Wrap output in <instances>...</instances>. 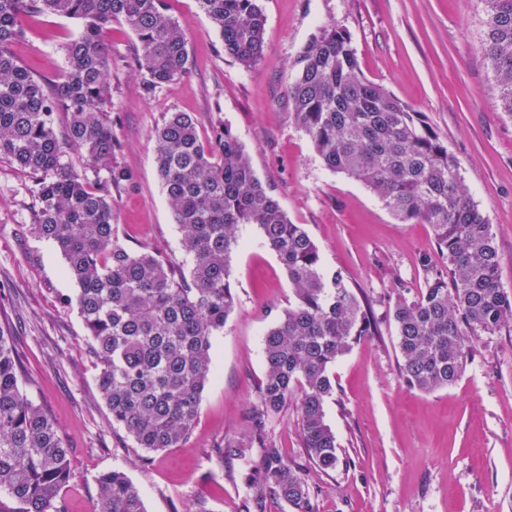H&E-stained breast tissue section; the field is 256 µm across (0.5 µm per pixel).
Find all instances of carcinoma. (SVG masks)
<instances>
[{
	"label": "carcinoma",
	"instance_id": "1",
	"mask_svg": "<svg viewBox=\"0 0 512 512\" xmlns=\"http://www.w3.org/2000/svg\"><path fill=\"white\" fill-rule=\"evenodd\" d=\"M490 65L512 115V0H481ZM219 31L224 53L250 69L262 56L266 18L259 0H197ZM74 19L79 35L62 46L65 66L48 81L14 47L26 21ZM127 25L151 93L189 72L186 24L167 0H0V159L32 177L34 236L53 242L75 282V305L96 360V380L112 424L147 452L175 448L198 417L212 376L213 336L236 305L230 256L242 224L258 225L292 288L293 300L263 340L257 424L295 404L304 456L290 459L257 433L227 441L222 453L247 462L258 448L261 471L242 512L273 494L295 512H314L310 471L339 464L325 405L336 396L334 367L353 344L376 334L368 305L339 270L326 268L300 224L256 177L224 121L169 112L155 130L157 172L181 234L183 259L131 251L112 224V189L132 179L112 162L106 107L112 54L106 34ZM287 88L297 126L326 169L368 187L402 223L429 224L446 272L427 278L411 300L395 299L398 366L408 386L430 393L462 376L472 344L512 324V292L501 288L490 224L463 186L460 165L422 113L361 73L350 34L330 24L303 48ZM77 152L83 164L67 159ZM189 267L184 273L183 266ZM21 360L0 333V512H65L68 450L50 416L22 389ZM95 512H147L138 488L114 470L97 480Z\"/></svg>",
	"mask_w": 512,
	"mask_h": 512
}]
</instances>
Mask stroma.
Returning <instances> with one entry per match:
<instances>
[{"label":"stroma","mask_w":512,"mask_h":512,"mask_svg":"<svg viewBox=\"0 0 512 512\" xmlns=\"http://www.w3.org/2000/svg\"><path fill=\"white\" fill-rule=\"evenodd\" d=\"M265 50L250 69L224 53L196 0H168L189 26L190 71L149 93L133 64L135 34L113 23L112 138L115 162L132 179L112 192L117 235L131 249L180 256L179 233L159 180L154 133L165 113L197 116L209 133L220 116L291 223L303 225L322 262L341 270L370 301L375 335L353 345L334 369L336 397L326 419L345 466L317 473L316 512H512V326L481 337L460 379L432 393L410 388L398 367L389 310L424 283L423 257L436 256L429 225L400 223L360 182L325 169L288 105L299 56L322 26L352 36L364 77L422 112L459 161L463 182L491 226L502 287L512 292V115L480 52L481 0H260ZM75 20L29 22L16 55L53 77ZM30 177L0 159V328L23 354L22 386L52 416L69 450L66 512H94L98 477L119 469L147 512H240L248 470L220 452L254 428L264 333L292 297L288 277L256 225L239 229L231 259L237 304L212 341L213 377L192 433L178 447L143 454L113 426L87 349V332L65 303L75 284L49 241L32 235ZM266 431L285 455L300 457L295 408Z\"/></svg>","instance_id":"stroma-1"}]
</instances>
